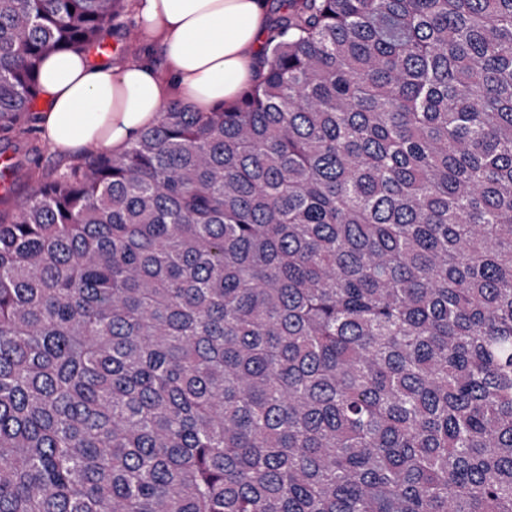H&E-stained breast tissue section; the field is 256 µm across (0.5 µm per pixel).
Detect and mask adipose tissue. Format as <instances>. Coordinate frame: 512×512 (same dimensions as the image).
Masks as SVG:
<instances>
[{
	"label": "adipose tissue",
	"instance_id": "adipose-tissue-1",
	"mask_svg": "<svg viewBox=\"0 0 512 512\" xmlns=\"http://www.w3.org/2000/svg\"><path fill=\"white\" fill-rule=\"evenodd\" d=\"M133 8L147 53L92 64L57 52L43 61L38 126L52 149L74 159L91 145L119 154L159 121L170 95L208 112L257 81L266 0H134Z\"/></svg>",
	"mask_w": 512,
	"mask_h": 512
}]
</instances>
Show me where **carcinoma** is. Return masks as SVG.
<instances>
[{
	"label": "carcinoma",
	"mask_w": 512,
	"mask_h": 512,
	"mask_svg": "<svg viewBox=\"0 0 512 512\" xmlns=\"http://www.w3.org/2000/svg\"><path fill=\"white\" fill-rule=\"evenodd\" d=\"M124 0H0V136ZM261 79L0 209V512H512V0H285Z\"/></svg>",
	"instance_id": "carcinoma-1"
}]
</instances>
